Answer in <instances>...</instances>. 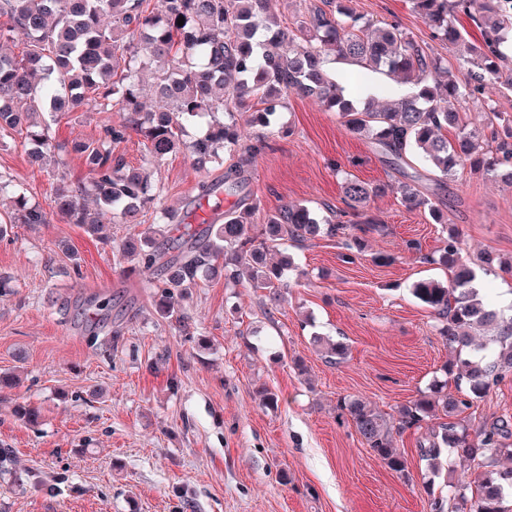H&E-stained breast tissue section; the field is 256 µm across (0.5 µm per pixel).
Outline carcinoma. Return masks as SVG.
<instances>
[{
  "label": "carcinoma",
  "mask_w": 512,
  "mask_h": 512,
  "mask_svg": "<svg viewBox=\"0 0 512 512\" xmlns=\"http://www.w3.org/2000/svg\"><path fill=\"white\" fill-rule=\"evenodd\" d=\"M268 0H0V41L22 32L31 40L22 58L0 54V136L16 133L29 158L36 160L51 149V125L26 118L49 112L54 119L81 107L88 97L103 111L117 109L123 119L104 129L97 140H75L71 152L83 159L90 178L62 182L56 188L55 209L69 224H136L138 217L155 208L160 189L143 168L128 165L114 149L132 133L144 138L148 156L159 160L185 147L192 159L205 164L226 149L238 160L224 168L221 181L198 183L201 200L222 189L239 196L233 209L224 212V223L198 230L184 224L176 212L157 211L159 223L149 232L133 231L119 247L136 268L160 269L155 303L160 316L181 330L189 317L174 307L173 295L189 294L199 283L219 272L234 279L246 275L249 287L266 292L269 301L281 298L283 276L292 262L284 255L267 261L274 248L302 244L317 236L338 239L341 247L362 248L364 236L380 233L385 225L367 215L370 200L382 188L346 178L341 183L344 208L331 217L317 219L300 203H286L255 224V206L242 195L245 167L266 147L265 135L241 142L238 117L265 126L281 100L295 92L314 98L329 112H336L350 133L375 144L382 157L401 166L419 154L446 180L460 167L512 186V127L486 128L498 140L497 152L483 150L480 132L461 118L457 86L441 78L440 61L427 47L395 23L372 29L373 23L345 4V0H308L296 31H288L267 10ZM432 32L448 44H466L467 31L458 27L455 14H466L481 29L482 43L467 44L465 63L473 69L477 87L495 82L512 88V68L495 64L501 58L504 31L512 25V0H412ZM184 24L178 25V18ZM291 53L278 52L283 41ZM335 56L360 67L394 77L402 83L422 85L421 90L388 107L373 99L353 101L330 72L327 62ZM155 64L156 93L164 105L145 111L138 88L143 59ZM199 127L185 144L183 128ZM457 130L454 141L444 131ZM11 193L18 208L9 223L47 224L48 213L27 205L20 185L0 175V195ZM402 205L412 211L425 209L438 224L444 214L425 195L416 180L396 187ZM92 196L99 205L94 218L85 208ZM178 233L177 254L164 259L151 247L153 239ZM451 272L449 280H420L414 296L430 310L439 335L455 352L444 371L455 389L436 383L429 391L402 405L398 416L388 418L369 402L343 399L339 408L348 415L367 448L388 469L407 471V460L397 437L407 430L428 431L420 456L432 470L442 465L444 453L475 463L483 476L475 485L459 481L448 495L429 493L430 512H512L506 491L512 490V418L490 415L472 424L466 411L512 376V318H505L484 302L475 283V272L463 256L459 234L451 230L443 247L422 256ZM332 364L341 363L347 347L321 337Z\"/></svg>",
  "instance_id": "carcinoma-1"
}]
</instances>
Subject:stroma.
<instances>
[{"instance_id": "1", "label": "stroma", "mask_w": 512, "mask_h": 512, "mask_svg": "<svg viewBox=\"0 0 512 512\" xmlns=\"http://www.w3.org/2000/svg\"><path fill=\"white\" fill-rule=\"evenodd\" d=\"M351 6L427 42L464 88L459 108L471 128L482 129L491 107L512 121V92L494 84L473 91L463 48L431 39L411 0ZM333 68L352 96L372 87L383 103L402 95L400 84L361 67ZM121 118L86 101L53 125V158L43 164L30 163L20 137L0 139V174L50 214L49 223L16 224L0 239V277L10 281L0 292V375L17 380L0 389V448L13 452L11 473L0 476V512H429L430 493L478 481L479 469L460 462L431 473L414 432L398 439L407 475L387 469L336 405L358 396L393 416L442 378L452 352L412 286L447 280L446 268L421 257L449 230L478 270L485 301L498 308L512 295L504 268L512 261V186L458 169L440 194L444 225L396 195L373 198L369 212L386 230L367 235L364 252L345 258L327 237L289 246L295 266L275 306L220 277L201 282L179 303L192 324L184 333L155 310L156 270L127 271L114 251L130 225H106L101 241L54 213L59 181L88 177L72 140L97 138ZM266 134L245 172L255 223L286 202L328 217L343 206L346 176L374 185L415 176L432 191L429 168L388 163L313 99L289 94ZM120 150L130 165L144 164L139 136ZM232 161L199 167L181 150L144 165L162 207L199 224L214 204H236L197 196L199 181L220 178ZM410 241L420 253L408 252ZM487 252L497 266L484 268ZM387 255L394 263H384ZM84 300L106 319L94 338L77 316ZM317 335L343 342L346 359L327 363L312 343ZM261 387L276 404L259 400ZM20 405L38 409L37 423L15 416Z\"/></svg>"}]
</instances>
